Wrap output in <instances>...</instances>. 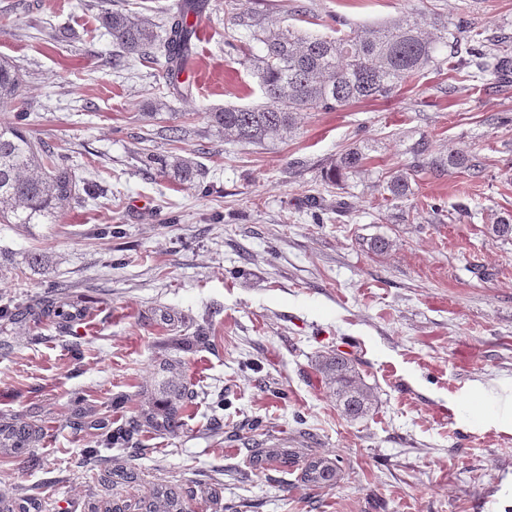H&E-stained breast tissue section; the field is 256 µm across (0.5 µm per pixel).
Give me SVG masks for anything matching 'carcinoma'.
Listing matches in <instances>:
<instances>
[{
    "mask_svg": "<svg viewBox=\"0 0 512 512\" xmlns=\"http://www.w3.org/2000/svg\"><path fill=\"white\" fill-rule=\"evenodd\" d=\"M206 0H177L165 35L154 30L147 20L134 19L121 10L105 8L99 20L112 37V44L123 54L145 56L157 49L166 61V78L182 98L193 96V85L180 79V73L195 49L197 28L192 18L202 13ZM233 24L248 31L250 40L262 46V53L244 54L254 68L263 89L264 100L248 107L228 106L203 113V119L224 138L249 144H263L291 132L300 112H332L353 104L389 98L416 81L426 69L437 72L448 64V55L462 58L464 80L493 81L484 88L504 91L512 76V48L504 35H483L471 19L432 22L433 31L407 16L393 24L366 29L349 28L336 37L303 36L288 26H267L259 18L243 14ZM450 54H444V50ZM22 78L17 65L0 57V103L18 97ZM27 113L19 121L0 123V223L51 224L61 209L71 202L82 203L79 180L69 166L58 161L53 152L33 140L24 127ZM410 163L388 172L379 187L389 200H401L413 194L412 181L424 170L441 174L448 168H467L463 153L441 156L434 152L431 140L420 137L409 149ZM366 154L352 147L330 162L326 180L342 189L345 182L365 170ZM162 172L180 182H192L200 175L198 165L188 158L174 157L159 162ZM491 233L512 241V215L491 224ZM27 314L46 319L60 330L84 320L86 309L71 300L64 289L31 304ZM206 348L210 336L198 327L192 335L180 339L177 347ZM317 370L333 389L345 415L352 419L366 416L376 400L373 388L361 378L355 365L337 354L322 355ZM198 396L183 373L181 360L168 357L159 363L157 379L145 391L135 412L124 424L112 427L105 419L77 410L70 425L102 431L104 448H137L144 433L175 435L184 425L189 404ZM42 429L16 417H0V456L18 457L38 442ZM283 468L298 463V451L289 448L249 449V465L259 470L268 461ZM336 461L323 456L304 457L301 481L308 487L336 484ZM112 485H126L138 479L133 468L116 463L110 470ZM192 488L158 483L135 503L123 499L103 502L91 512H186V497Z\"/></svg>",
    "mask_w": 512,
    "mask_h": 512,
    "instance_id": "carcinoma-1",
    "label": "carcinoma"
}]
</instances>
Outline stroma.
I'll list each match as a JSON object with an SVG mask.
<instances>
[{"label": "stroma", "instance_id": "obj_1", "mask_svg": "<svg viewBox=\"0 0 512 512\" xmlns=\"http://www.w3.org/2000/svg\"><path fill=\"white\" fill-rule=\"evenodd\" d=\"M105 5L0 0V55L23 74L0 122L27 112L32 138L96 191L53 223H0V305L62 284L87 309L66 332L0 319V417L45 428L25 455L0 456V494L35 498L38 512H89L157 483H206L219 501L187 498V512H512V427L468 408L474 387L512 386V242L488 230L491 214H512V90L451 99L456 73L431 71L386 99L302 113L261 146L228 141L202 118L263 99L252 67L225 44L248 38L228 29L233 14L328 36L341 19L466 14L512 36V0H208L189 99L171 93L162 61L133 55L113 67ZM171 126L186 135L171 140ZM424 135L439 153L474 156L480 173L421 172L414 196L383 200L380 179ZM353 146L366 169L340 192L321 169ZM150 155L192 159L200 175L174 181L144 166ZM312 197L326 204L317 218ZM377 237L391 241L388 252L371 250ZM159 308L176 330L157 325ZM206 320L210 347L175 351V336ZM334 349L374 389L363 418L344 415L316 370ZM173 355L203 392L182 431L145 434L140 451L106 449L101 463L78 466L98 436L67 427L75 406L124 421ZM253 442L337 459L335 486H306L274 463L250 471ZM117 460L135 468V483L111 484Z\"/></svg>", "mask_w": 512, "mask_h": 512}]
</instances>
